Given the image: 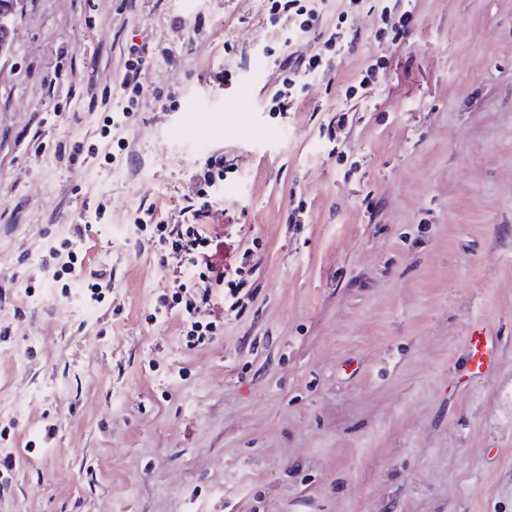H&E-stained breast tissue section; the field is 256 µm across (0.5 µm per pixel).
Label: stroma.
Listing matches in <instances>:
<instances>
[{"label":"stroma","mask_w":512,"mask_h":512,"mask_svg":"<svg viewBox=\"0 0 512 512\" xmlns=\"http://www.w3.org/2000/svg\"><path fill=\"white\" fill-rule=\"evenodd\" d=\"M399 8L395 40L374 0H327L351 48L279 115L254 47L320 43L285 45L264 0H26L0 59V512H512V0ZM216 151L212 228L251 247L254 296L193 348L212 308L161 307L180 270L134 219L174 220ZM74 224L75 277L50 256ZM395 6L391 9L386 7L382 12V21L386 26L385 30L388 31L390 27V31L393 33V37L397 36H406L408 33L409 24L412 22V15L410 11H404L397 17V14L394 12ZM145 53V45H130L128 48V59L124 65V72L119 81V92L123 96L138 94L140 92L139 71L142 58ZM493 335L481 324L473 325L469 336V370L477 376L485 375L491 367L490 348Z\"/></svg>","instance_id":"obj_1"}]
</instances>
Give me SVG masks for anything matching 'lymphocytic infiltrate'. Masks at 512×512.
<instances>
[{
	"mask_svg": "<svg viewBox=\"0 0 512 512\" xmlns=\"http://www.w3.org/2000/svg\"><path fill=\"white\" fill-rule=\"evenodd\" d=\"M321 39L322 53L308 58L290 54L278 61L282 79L273 95L276 112L293 111L297 105L295 91L299 78L322 70L326 52L344 44V37L337 29L322 32ZM223 180L224 156L216 152L206 159L202 170L194 177L192 194L184 207L189 215L188 222L171 226L160 221L152 227L161 246V262L173 258L188 265L187 276L178 279L171 296L172 306L190 309L195 304L214 300L238 312L252 299L253 267L244 261L223 262L224 241L208 232L207 222L214 215L215 196Z\"/></svg>",
	"mask_w": 512,
	"mask_h": 512,
	"instance_id": "f902f5d3",
	"label": "lymphocytic infiltrate"
}]
</instances>
